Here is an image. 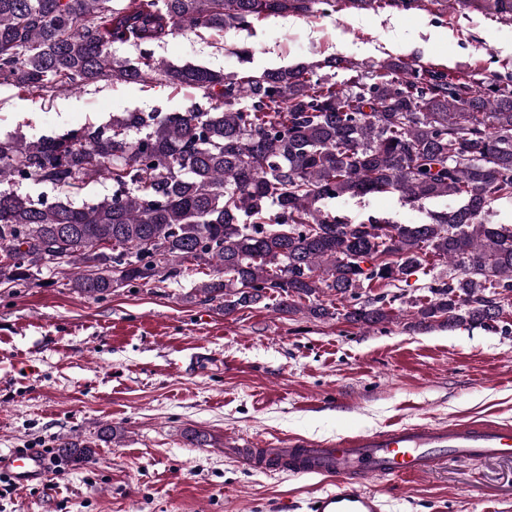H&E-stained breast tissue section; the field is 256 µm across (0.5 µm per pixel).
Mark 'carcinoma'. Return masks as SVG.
<instances>
[{"instance_id":"carcinoma-1","label":"carcinoma","mask_w":512,"mask_h":512,"mask_svg":"<svg viewBox=\"0 0 512 512\" xmlns=\"http://www.w3.org/2000/svg\"><path fill=\"white\" fill-rule=\"evenodd\" d=\"M372 0H0V84L32 93L104 78L160 79L201 92L187 112L131 111L33 142L0 136V182L65 188L54 202L0 191V286L26 287L68 264L80 295L162 283L186 265L214 275L199 302L230 315L271 297L283 314L375 327L400 319L374 284L408 281L432 255L448 280L410 300V329H494L512 307V76L490 81L389 57L337 84L336 60L224 75L154 60L186 28L251 33L275 15ZM135 47L138 61L112 54ZM94 179L112 195L75 204ZM371 194L409 204L450 197L420 224H352L330 205ZM325 297L342 307L327 305ZM77 464L93 442L59 443Z\"/></svg>"}]
</instances>
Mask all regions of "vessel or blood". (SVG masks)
<instances>
[{"instance_id": "vessel-or-blood-1", "label": "vessel or blood", "mask_w": 512, "mask_h": 512, "mask_svg": "<svg viewBox=\"0 0 512 512\" xmlns=\"http://www.w3.org/2000/svg\"><path fill=\"white\" fill-rule=\"evenodd\" d=\"M237 458L268 472L328 480L331 488L315 496L313 512H383L382 499L366 488L368 481L398 485L451 462L512 458V425L490 419L448 425L395 423L325 441L292 437L267 448L245 438L237 445ZM0 468L21 487L44 480L52 470L47 458L27 451L0 458Z\"/></svg>"}]
</instances>
